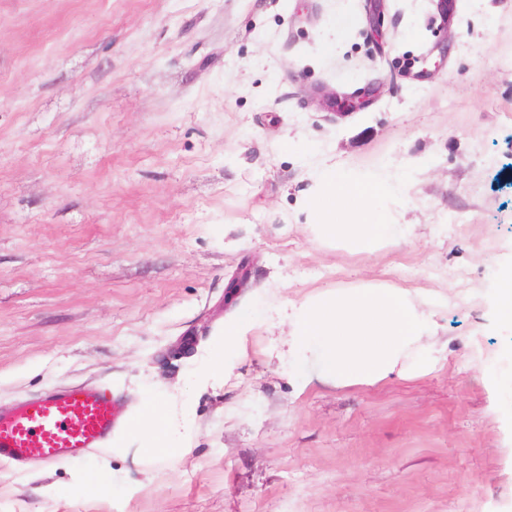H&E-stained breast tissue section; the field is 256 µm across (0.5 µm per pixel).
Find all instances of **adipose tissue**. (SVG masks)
I'll list each match as a JSON object with an SVG mask.
<instances>
[{
  "label": "adipose tissue",
  "instance_id": "obj_1",
  "mask_svg": "<svg viewBox=\"0 0 512 512\" xmlns=\"http://www.w3.org/2000/svg\"><path fill=\"white\" fill-rule=\"evenodd\" d=\"M400 183L385 178L317 173L303 207L310 232L323 245L374 255L407 238L410 227L392 213L375 214L373 200L397 199ZM448 298L364 281L351 288L318 290L288 311V334L277 358L300 389L320 383L335 388L373 386L388 378L435 371L448 345L436 318ZM132 429L147 455L178 453L177 426L155 402H146Z\"/></svg>",
  "mask_w": 512,
  "mask_h": 512
}]
</instances>
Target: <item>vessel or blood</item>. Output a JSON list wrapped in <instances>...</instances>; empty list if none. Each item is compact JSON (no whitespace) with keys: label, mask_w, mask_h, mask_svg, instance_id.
<instances>
[{"label":"vessel or blood","mask_w":512,"mask_h":512,"mask_svg":"<svg viewBox=\"0 0 512 512\" xmlns=\"http://www.w3.org/2000/svg\"><path fill=\"white\" fill-rule=\"evenodd\" d=\"M124 419L109 391L88 385L49 390L0 409V462L22 471L81 461L105 447Z\"/></svg>","instance_id":"1"}]
</instances>
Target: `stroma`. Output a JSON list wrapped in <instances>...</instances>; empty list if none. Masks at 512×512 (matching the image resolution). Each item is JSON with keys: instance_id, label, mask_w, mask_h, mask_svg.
Returning a JSON list of instances; mask_svg holds the SVG:
<instances>
[{"instance_id": "1", "label": "stroma", "mask_w": 512, "mask_h": 512, "mask_svg": "<svg viewBox=\"0 0 512 512\" xmlns=\"http://www.w3.org/2000/svg\"><path fill=\"white\" fill-rule=\"evenodd\" d=\"M365 3L0 0V407L88 382L163 406L183 447L121 428L0 465V512H512V0H450L444 31L435 0H384L379 43ZM371 81L344 118L312 95ZM323 167L399 179L413 237L319 243ZM368 280L447 294L443 368L298 392L282 308ZM242 312L261 325L227 377ZM497 309L502 321L512 323V270L505 272L497 288Z\"/></svg>"}]
</instances>
